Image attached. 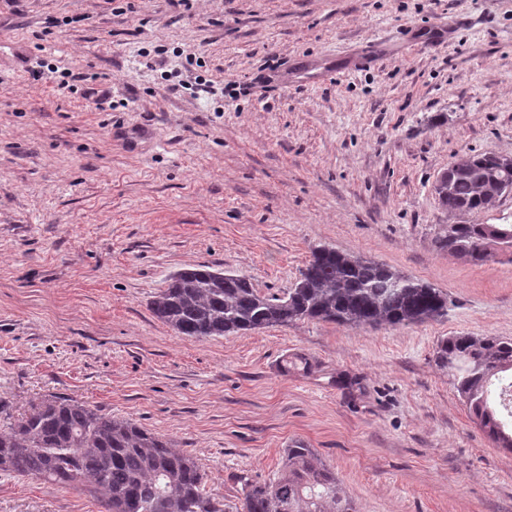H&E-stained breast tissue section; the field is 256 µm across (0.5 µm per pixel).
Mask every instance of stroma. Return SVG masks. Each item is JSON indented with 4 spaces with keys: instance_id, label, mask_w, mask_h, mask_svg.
Returning <instances> with one entry per match:
<instances>
[{
    "instance_id": "35a3bbf8",
    "label": "stroma",
    "mask_w": 512,
    "mask_h": 512,
    "mask_svg": "<svg viewBox=\"0 0 512 512\" xmlns=\"http://www.w3.org/2000/svg\"><path fill=\"white\" fill-rule=\"evenodd\" d=\"M298 58L337 74L300 81ZM488 152L512 157V0H0V399L131 420L229 505L301 440L357 512H512V450L435 363L452 335L512 339V252L436 242L512 224V194L455 216L436 194ZM324 245L440 288L447 315L198 340L150 310L197 264L284 294ZM0 512L103 505L0 475ZM506 229L508 241H496L488 236L489 228ZM441 249L473 264H483L494 257L492 245L505 244L512 250V224H448L437 236Z\"/></svg>"
}]
</instances>
